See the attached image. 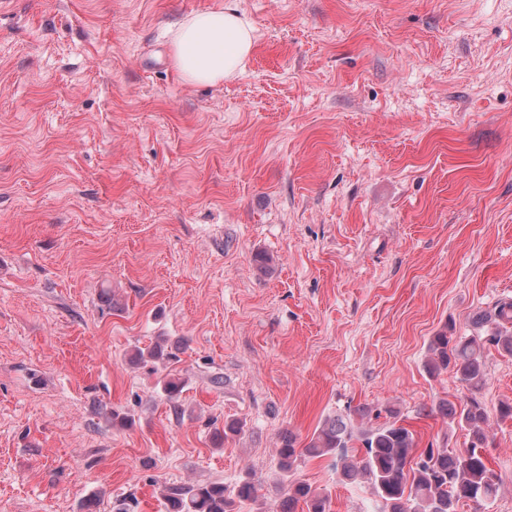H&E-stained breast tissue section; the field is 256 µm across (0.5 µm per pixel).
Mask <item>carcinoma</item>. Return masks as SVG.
Instances as JSON below:
<instances>
[{
	"instance_id": "1",
	"label": "carcinoma",
	"mask_w": 512,
	"mask_h": 512,
	"mask_svg": "<svg viewBox=\"0 0 512 512\" xmlns=\"http://www.w3.org/2000/svg\"><path fill=\"white\" fill-rule=\"evenodd\" d=\"M474 332L457 336L452 323L445 324L429 338L425 368L434 376L451 372L468 392L465 403L458 407L446 400L439 404V414L448 425L468 432L465 448L429 447L417 452L414 430L401 423L391 409H368L370 415L386 421L358 429L341 416L329 418L314 432L308 443L298 446L290 435L278 448L279 465L288 483V497L280 512H295L298 503L306 512H330L329 497L315 492L295 477L304 458L336 456V469L344 481L367 482L381 503V512H458V505L471 502L481 506L494 499L502 480L488 466V411L480 398L487 382V359L491 350L512 358V298L498 300L473 321ZM139 361L170 362L176 354L164 342L147 351L136 352ZM185 382L167 375L162 390L168 401L177 400ZM256 485L244 480L228 489L222 482L184 483L167 486L163 499L166 512H233L231 505L256 498Z\"/></svg>"
}]
</instances>
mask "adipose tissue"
<instances>
[{
	"instance_id": "obj_1",
	"label": "adipose tissue",
	"mask_w": 512,
	"mask_h": 512,
	"mask_svg": "<svg viewBox=\"0 0 512 512\" xmlns=\"http://www.w3.org/2000/svg\"><path fill=\"white\" fill-rule=\"evenodd\" d=\"M254 45V27L237 0L194 12L172 31L173 66L185 82L215 86L238 76Z\"/></svg>"
}]
</instances>
